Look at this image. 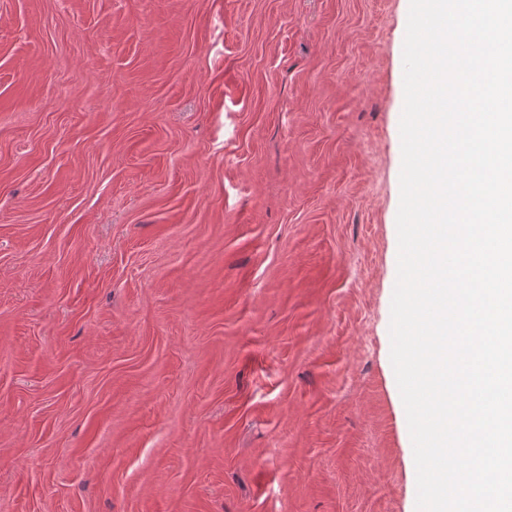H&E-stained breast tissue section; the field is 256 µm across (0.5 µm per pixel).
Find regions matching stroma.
Wrapping results in <instances>:
<instances>
[{
  "mask_svg": "<svg viewBox=\"0 0 512 512\" xmlns=\"http://www.w3.org/2000/svg\"><path fill=\"white\" fill-rule=\"evenodd\" d=\"M408 11L0 0V512H416Z\"/></svg>",
  "mask_w": 512,
  "mask_h": 512,
  "instance_id": "1",
  "label": "stroma"
}]
</instances>
